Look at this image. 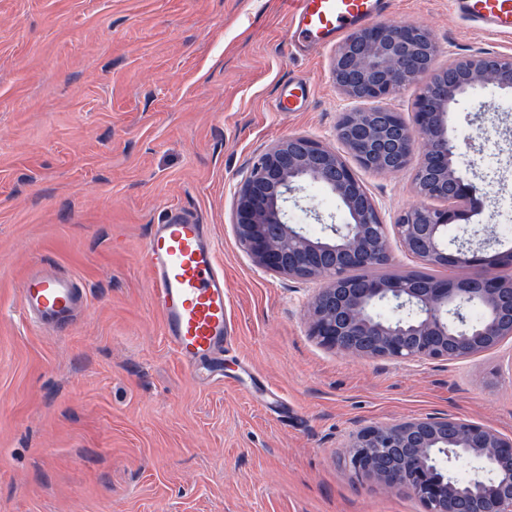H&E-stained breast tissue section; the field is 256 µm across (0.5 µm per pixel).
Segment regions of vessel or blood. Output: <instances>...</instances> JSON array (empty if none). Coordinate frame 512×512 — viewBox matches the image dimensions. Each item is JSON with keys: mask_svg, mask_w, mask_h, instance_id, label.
I'll return each instance as SVG.
<instances>
[{"mask_svg": "<svg viewBox=\"0 0 512 512\" xmlns=\"http://www.w3.org/2000/svg\"><path fill=\"white\" fill-rule=\"evenodd\" d=\"M293 51L314 48L350 29L372 25L392 0H281ZM464 21L492 33H512V0H448ZM154 305L168 346L196 384L217 378L231 330L216 245L207 225L180 208L165 209L144 246ZM21 311L37 326L59 333L74 325L86 293L69 274L37 269L20 284Z\"/></svg>", "mask_w": 512, "mask_h": 512, "instance_id": "1", "label": "vessel or blood"}]
</instances>
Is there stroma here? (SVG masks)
<instances>
[{"label": "stroma", "instance_id": "stroma-1", "mask_svg": "<svg viewBox=\"0 0 512 512\" xmlns=\"http://www.w3.org/2000/svg\"><path fill=\"white\" fill-rule=\"evenodd\" d=\"M454 55L512 53L448 0H393ZM334 46L290 54L280 0H0V512H424L343 460L362 428L433 416L512 437V337L451 361L369 360L310 336L312 282L265 272L239 246L235 192L294 134L334 143L350 103ZM311 81L295 111L274 100ZM494 91L450 104L447 133L492 207L448 230L512 248V111ZM384 220L416 204L412 170L359 171ZM218 243L232 332L224 380L198 386L171 353L143 260L167 206ZM344 222L307 187L288 220ZM54 266L88 306L66 334L19 316V284Z\"/></svg>", "mask_w": 512, "mask_h": 512}]
</instances>
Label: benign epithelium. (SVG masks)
<instances>
[{
  "label": "benign epithelium",
  "mask_w": 512,
  "mask_h": 512,
  "mask_svg": "<svg viewBox=\"0 0 512 512\" xmlns=\"http://www.w3.org/2000/svg\"><path fill=\"white\" fill-rule=\"evenodd\" d=\"M423 26L378 23L351 32L330 61L336 88L355 107L340 113L339 147L291 135L272 145L253 164L236 192L234 231L241 248L267 272L300 281H320L308 306L310 335L336 352L368 359L434 361L467 358L480 343L512 336V248L494 254L448 249V228L468 216L477 187L456 164L458 146L448 138V105L492 88L512 93V55L450 56ZM416 88L413 122L384 105ZM372 103L369 108L360 104ZM414 166L412 188L423 203L398 213L387 225L356 169L399 173ZM314 184L335 197L347 219L327 224L313 236L288 222V196ZM424 268H443L444 277L416 273L367 277L363 272L393 263L388 232ZM467 265L476 274L462 278ZM482 311L469 316L472 307ZM456 464L485 463L469 479L481 488L495 467L512 468V438L461 418L427 417L373 425L356 434L345 453L360 478L387 488L403 484L425 512H512V484L492 496L455 501L453 480L441 457Z\"/></svg>",
  "instance_id": "1"
}]
</instances>
